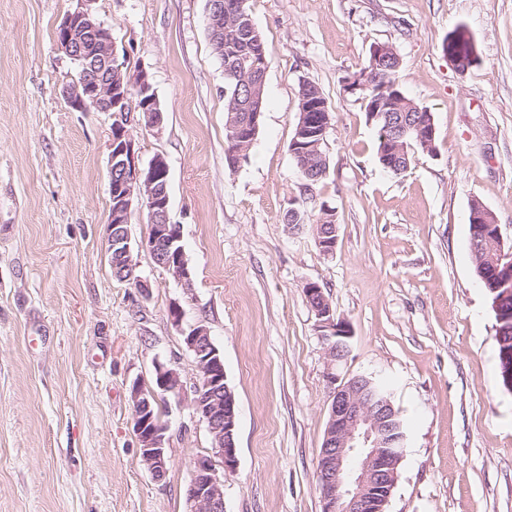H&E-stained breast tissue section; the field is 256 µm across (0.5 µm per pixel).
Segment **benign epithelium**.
I'll return each mask as SVG.
<instances>
[{"instance_id": "7a95c632", "label": "benign epithelium", "mask_w": 512, "mask_h": 512, "mask_svg": "<svg viewBox=\"0 0 512 512\" xmlns=\"http://www.w3.org/2000/svg\"><path fill=\"white\" fill-rule=\"evenodd\" d=\"M75 6L58 25L56 42L59 49L74 61H84L79 79L68 85L67 102L76 111L110 112L116 119L109 143L110 212L107 221V252H116L126 269L134 270V249L129 231L119 234L111 230L119 224L129 223L133 204L149 212V223L156 230L152 243L145 241L139 249L150 250L159 245L167 251H176L180 263L154 258V263L168 271L183 285L190 284L191 272L184 247H175L181 236H174L169 228L170 199L166 188H152L160 179L169 176L166 159L154 156L147 166L136 163L134 143L128 126L135 121L134 113L145 111L148 126L159 127L153 121L154 113L148 107L155 106L156 98H148L137 108L133 103L136 95L149 93L152 86L146 71L139 70L127 77V82L112 83L100 79L97 66L114 62V46L111 31L98 23L92 8L95 0H74ZM207 27L214 42H224V2L210 0ZM456 52L448 55V61L460 72L469 69L476 50L473 41L463 31H458ZM396 50L389 44L376 43L370 49L369 66L362 68L348 82V89L361 95L364 100L375 101L372 117H386L377 93L380 69L384 68ZM320 106L311 97L300 95L299 124L295 148L298 155L307 154L309 147L301 146L300 139L312 136L322 143L330 126V117L312 124V113ZM306 300L317 319V327L326 342V354L330 367H335L349 354V330L336 319L323 289L311 285L305 289ZM172 323L180 328L187 350L193 355L199 370L192 386H187L180 373L164 363L155 364V381L162 394L183 393L190 390V405L196 416L204 422L211 437L214 455L221 460L224 471L232 472L237 466V403L226 383L224 357L213 343L208 329L201 325L182 327L183 312L177 303L171 305ZM334 385L330 406V418L324 442L317 459V482L323 501V512H386L391 492L397 481V467L402 459L405 435H388L390 421L396 411L391 399L371 388V382L361 376L345 380L335 373H328ZM144 390L136 384L131 388L134 433L140 444L143 464L157 481L164 479L168 457L166 452L167 427L154 419L148 400L141 399ZM186 512H224V480L218 475L215 464L208 456L193 461L190 483L186 489Z\"/></svg>"}]
</instances>
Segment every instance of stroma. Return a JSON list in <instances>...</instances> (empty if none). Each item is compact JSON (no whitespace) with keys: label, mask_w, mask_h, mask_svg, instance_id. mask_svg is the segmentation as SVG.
Masks as SVG:
<instances>
[{"label":"stroma","mask_w":512,"mask_h":512,"mask_svg":"<svg viewBox=\"0 0 512 512\" xmlns=\"http://www.w3.org/2000/svg\"><path fill=\"white\" fill-rule=\"evenodd\" d=\"M73 6L0 0V512H186L207 428L167 395L168 469L154 480L130 400L156 363L198 375L175 302L184 325L209 330L237 402L224 512H322L332 386L309 283L350 331L337 375L387 380L408 421L387 512H512V390L468 224L480 201L512 244V0H249L266 104L233 169L208 0H95L116 64L155 87L161 128L129 133L139 165L168 163L169 221L192 272L184 288L136 252L145 293L113 277L107 253L112 115L75 111L63 93L77 66L55 31ZM461 25L478 56L463 73L442 50ZM376 43L395 48L403 92L435 127L436 152L414 151L397 176L346 85ZM304 80L332 112L329 167L309 194L289 151ZM324 204L338 223L331 254L313 234Z\"/></svg>","instance_id":"obj_1"}]
</instances>
